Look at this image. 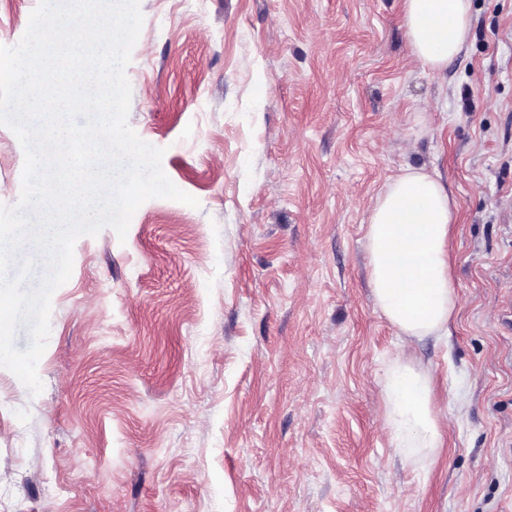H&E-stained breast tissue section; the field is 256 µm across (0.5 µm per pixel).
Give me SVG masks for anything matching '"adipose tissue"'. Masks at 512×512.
<instances>
[{"mask_svg":"<svg viewBox=\"0 0 512 512\" xmlns=\"http://www.w3.org/2000/svg\"><path fill=\"white\" fill-rule=\"evenodd\" d=\"M413 55L429 72L445 69L471 37V0H403ZM458 202L438 174L406 170L376 197L368 221L370 284L383 315L407 338L444 336L457 305L449 235ZM428 368L394 362L384 388L394 447L439 448Z\"/></svg>","mask_w":512,"mask_h":512,"instance_id":"ef3b65f1","label":"adipose tissue"}]
</instances>
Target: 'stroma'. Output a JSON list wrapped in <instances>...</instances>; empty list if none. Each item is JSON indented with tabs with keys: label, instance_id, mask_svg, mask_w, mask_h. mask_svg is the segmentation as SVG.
Instances as JSON below:
<instances>
[{
	"label": "stroma",
	"instance_id": "1",
	"mask_svg": "<svg viewBox=\"0 0 512 512\" xmlns=\"http://www.w3.org/2000/svg\"><path fill=\"white\" fill-rule=\"evenodd\" d=\"M38 0H0V44ZM129 125L193 208L78 238L38 395L0 368V512H512V0L441 74L402 0H140ZM23 149L0 126V203ZM406 168L459 204L448 335L376 307L366 228ZM443 448H395L394 359Z\"/></svg>",
	"mask_w": 512,
	"mask_h": 512
}]
</instances>
